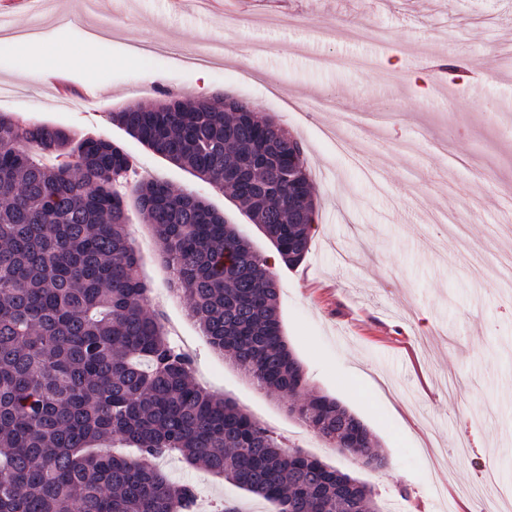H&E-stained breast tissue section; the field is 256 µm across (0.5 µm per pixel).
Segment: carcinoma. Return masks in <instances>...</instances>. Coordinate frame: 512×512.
Wrapping results in <instances>:
<instances>
[{"label":"carcinoma","mask_w":512,"mask_h":512,"mask_svg":"<svg viewBox=\"0 0 512 512\" xmlns=\"http://www.w3.org/2000/svg\"><path fill=\"white\" fill-rule=\"evenodd\" d=\"M170 91L110 113L152 153L226 191L288 267L316 205L304 148L243 100ZM154 225L171 284L211 346L340 453L377 470L369 427L308 389L278 315L268 259L203 198L139 178L127 151L0 113V512H193L196 491L152 460L187 464L276 512H380L379 494L217 398L152 308L128 233Z\"/></svg>","instance_id":"carcinoma-1"}]
</instances>
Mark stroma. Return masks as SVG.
Returning <instances> with one entry per match:
<instances>
[{"mask_svg": "<svg viewBox=\"0 0 512 512\" xmlns=\"http://www.w3.org/2000/svg\"><path fill=\"white\" fill-rule=\"evenodd\" d=\"M37 26L46 52L97 38V62L64 63L96 103L64 107L14 42H0V112L80 130L124 146L142 175L194 191L259 252L274 248L223 192L154 155L108 112L158 100L160 89L202 99L228 93L274 117L306 151L317 203L310 250L276 264L282 328L310 390L357 414L388 462L364 468L289 412L213 349L185 299L167 288L153 228L130 214V235L152 304L170 337L194 350L193 377L235 401L289 444L372 485L383 512H482L470 491L486 471L502 489L491 512H512V222L496 197L512 190V9L506 0H292L280 21L256 9L205 15L194 0H49ZM159 37L184 52L217 44L214 63L181 54L143 58ZM461 66L428 94L412 71ZM155 81H147L148 73ZM159 467L194 484L202 501L237 498L243 512H275L206 470L174 457Z\"/></svg>", "mask_w": 512, "mask_h": 512, "instance_id": "35a3bbf8", "label": "stroma"}]
</instances>
